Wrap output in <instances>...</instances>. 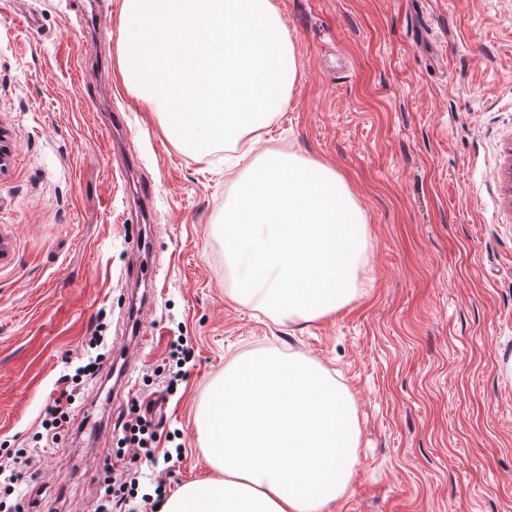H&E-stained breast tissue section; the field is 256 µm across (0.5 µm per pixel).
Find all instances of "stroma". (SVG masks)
I'll return each instance as SVG.
<instances>
[{
    "label": "stroma",
    "instance_id": "1",
    "mask_svg": "<svg viewBox=\"0 0 512 512\" xmlns=\"http://www.w3.org/2000/svg\"><path fill=\"white\" fill-rule=\"evenodd\" d=\"M95 31L80 0H0V442L41 449L15 487L39 512H94L104 458L122 449L131 399L160 394L172 337L194 358L165 397L164 430L182 454L141 466L169 493L211 476L197 416L211 385L251 352L301 353L352 395L357 473L334 512H512V0H275L301 82L263 136L340 171L370 229L358 296L292 324L234 301L219 224L245 174L224 149L197 158L131 96L116 55L123 0H100ZM127 111L122 152L154 189L150 223L126 210L107 129ZM161 266L144 309L151 338L135 360L108 436L70 426L44 452L45 408L105 322L125 340L133 252Z\"/></svg>",
    "mask_w": 512,
    "mask_h": 512
}]
</instances>
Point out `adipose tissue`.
Wrapping results in <instances>:
<instances>
[{"label": "adipose tissue", "mask_w": 512, "mask_h": 512, "mask_svg": "<svg viewBox=\"0 0 512 512\" xmlns=\"http://www.w3.org/2000/svg\"><path fill=\"white\" fill-rule=\"evenodd\" d=\"M122 83L183 151L252 153L300 81L275 0H123ZM212 478L160 512H329L351 489L361 428L348 390L301 354L225 370L203 417Z\"/></svg>", "instance_id": "1"}]
</instances>
